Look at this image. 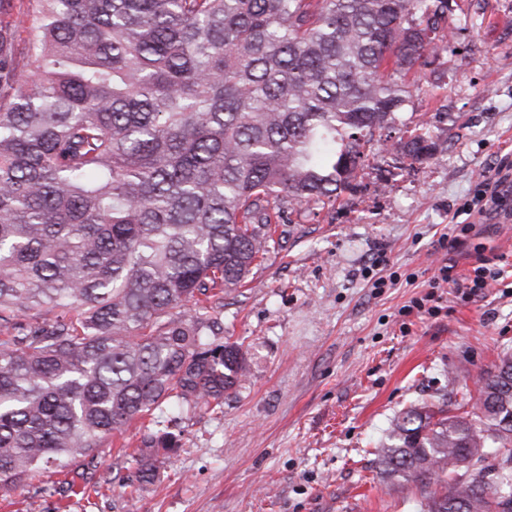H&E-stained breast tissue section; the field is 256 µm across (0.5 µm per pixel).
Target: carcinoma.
<instances>
[{"label": "carcinoma", "mask_w": 512, "mask_h": 512, "mask_svg": "<svg viewBox=\"0 0 512 512\" xmlns=\"http://www.w3.org/2000/svg\"><path fill=\"white\" fill-rule=\"evenodd\" d=\"M35 20L18 38L14 14ZM452 0H0V486L136 421L154 482L181 415L249 372L224 292L294 206L358 188L366 146L445 65ZM430 131L391 147L422 162ZM481 450L478 478L461 461ZM417 512H512V353L477 398L412 405L373 448Z\"/></svg>", "instance_id": "cac0c4a2"}]
</instances>
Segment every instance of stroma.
Masks as SVG:
<instances>
[{"label": "stroma", "instance_id": "obj_1", "mask_svg": "<svg viewBox=\"0 0 512 512\" xmlns=\"http://www.w3.org/2000/svg\"><path fill=\"white\" fill-rule=\"evenodd\" d=\"M450 24L447 65L410 73L422 88L413 122L444 115L434 154H370L357 194L299 207L282 248L225 294L224 338L250 370L223 416L182 421L153 484L121 485L133 426L83 460L90 496L44 472L0 488V512H411L377 479L371 448L404 409L438 402L446 384L476 391L478 372L512 351V216L475 222L462 247L441 242L512 154V0H464ZM378 255L398 277L380 292L363 277ZM482 261L501 274L478 293L429 289L439 266L468 276Z\"/></svg>", "mask_w": 512, "mask_h": 512}]
</instances>
